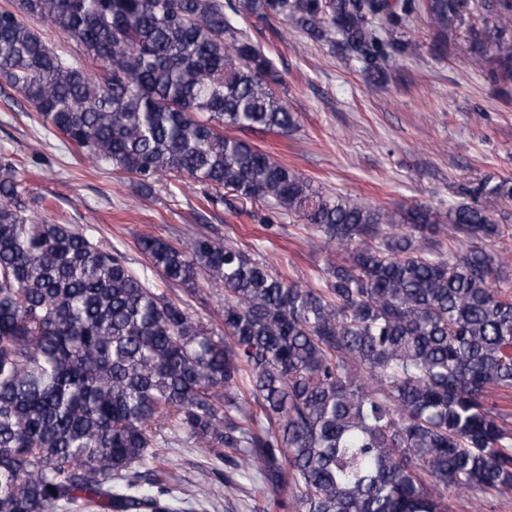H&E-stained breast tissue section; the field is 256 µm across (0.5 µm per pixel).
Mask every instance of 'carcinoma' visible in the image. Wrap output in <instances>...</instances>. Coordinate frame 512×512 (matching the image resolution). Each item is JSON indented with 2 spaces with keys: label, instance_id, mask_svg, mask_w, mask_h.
<instances>
[{
  "label": "carcinoma",
  "instance_id": "obj_1",
  "mask_svg": "<svg viewBox=\"0 0 512 512\" xmlns=\"http://www.w3.org/2000/svg\"><path fill=\"white\" fill-rule=\"evenodd\" d=\"M469 50L512 81V0H482ZM471 0H14L0 87L95 163L144 189L166 174L300 217L336 253L317 283L205 232L139 247L169 285L224 289L216 330L124 253L21 202L0 155V512H208L159 466L173 441L224 458L251 512H450L512 496V278L487 249L512 180L443 214L327 195L247 135L298 117L247 35L274 20L340 47L380 82L393 36L438 35ZM77 39L82 59L27 20ZM400 231L388 232L386 226ZM448 231V245L438 236ZM260 412H255L253 405ZM55 492H50V489Z\"/></svg>",
  "mask_w": 512,
  "mask_h": 512
}]
</instances>
